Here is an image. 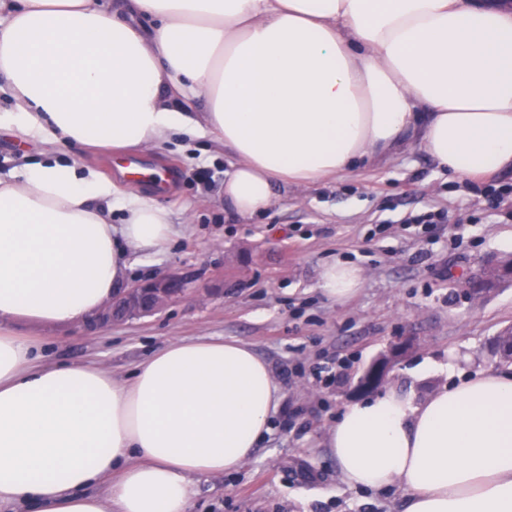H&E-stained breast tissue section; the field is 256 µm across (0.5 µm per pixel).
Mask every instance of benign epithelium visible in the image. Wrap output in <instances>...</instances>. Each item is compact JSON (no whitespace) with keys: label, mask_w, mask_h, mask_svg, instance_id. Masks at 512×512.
Here are the masks:
<instances>
[{"label":"benign epithelium","mask_w":512,"mask_h":512,"mask_svg":"<svg viewBox=\"0 0 512 512\" xmlns=\"http://www.w3.org/2000/svg\"><path fill=\"white\" fill-rule=\"evenodd\" d=\"M188 282L177 274L159 281H142L132 287L122 288L112 297L97 316L85 323V329L94 332L112 322L128 318L129 310L138 315L155 314L169 303L188 295Z\"/></svg>","instance_id":"obj_1"}]
</instances>
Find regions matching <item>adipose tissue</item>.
<instances>
[{
	"mask_svg": "<svg viewBox=\"0 0 512 512\" xmlns=\"http://www.w3.org/2000/svg\"><path fill=\"white\" fill-rule=\"evenodd\" d=\"M0 126L113 157L213 134L234 158L224 204L246 218L412 143L451 175L512 169V5L505 0H0ZM204 101V112L192 104ZM123 223L111 221L114 208ZM171 210L81 165L0 178V506L188 512L194 479L239 470L282 399L234 340L175 341L130 382L40 362L20 322L83 324L131 251L176 235ZM357 266L318 287L352 295ZM326 445L345 483L408 492L405 512H512V374L417 401L345 405ZM107 485V496L95 493Z\"/></svg>",
	"mask_w": 512,
	"mask_h": 512,
	"instance_id": "1",
	"label": "adipose tissue"
}]
</instances>
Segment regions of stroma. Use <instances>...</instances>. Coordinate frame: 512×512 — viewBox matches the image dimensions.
<instances>
[{"instance_id":"obj_1","label":"stroma","mask_w":512,"mask_h":512,"mask_svg":"<svg viewBox=\"0 0 512 512\" xmlns=\"http://www.w3.org/2000/svg\"><path fill=\"white\" fill-rule=\"evenodd\" d=\"M45 145L0 129V174L41 160ZM172 180L160 194L180 236L166 252L132 255L128 282L177 274L191 292L165 310L94 332L28 327L48 362L95 363L131 379L151 351L173 340L224 338L253 347L282 389L271 429L236 473L196 478L189 512H404L403 487L354 489L326 452L327 432L347 403L374 397L360 379L392 347L400 354L378 390L426 397L463 376L512 372L489 342L512 328V280L470 295L489 265L512 257V203L490 208L484 187L441 170L422 150L305 187H280L273 207L247 219L224 209L233 161L206 135L136 154ZM439 224L415 223L425 212ZM363 271L341 302L318 287L326 263Z\"/></svg>"}]
</instances>
